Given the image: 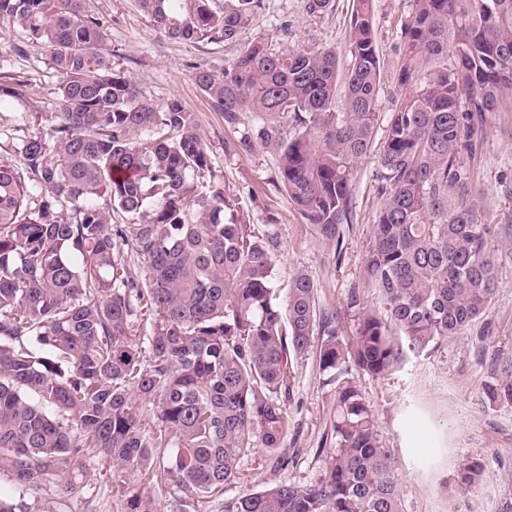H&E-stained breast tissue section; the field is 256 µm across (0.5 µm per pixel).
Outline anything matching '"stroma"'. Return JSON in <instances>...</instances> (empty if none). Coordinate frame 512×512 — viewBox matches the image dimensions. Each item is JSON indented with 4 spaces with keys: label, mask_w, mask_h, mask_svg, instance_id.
<instances>
[{
    "label": "stroma",
    "mask_w": 512,
    "mask_h": 512,
    "mask_svg": "<svg viewBox=\"0 0 512 512\" xmlns=\"http://www.w3.org/2000/svg\"><path fill=\"white\" fill-rule=\"evenodd\" d=\"M264 5L249 37H264L277 49L343 47L352 0H336L333 12L316 18L305 14L302 0H264ZM410 8V0L374 2L377 47L384 65L395 58L398 20ZM91 9L103 24L115 63L140 94L156 103L178 99L194 113L216 173L236 195L255 232L275 239L276 294L286 297L292 274L305 271L318 287L320 309L336 316L341 335H354L357 312L348 306L351 294H358L363 305L383 306L364 272L372 226L383 204L373 159H365L354 173L355 220L345 230L341 255H333L286 192L275 189L277 161L270 149L258 145L247 152L225 151V141L237 134L225 125L221 113L212 110L192 79L195 68H223L237 54L238 44L168 40L133 0H91ZM4 75L26 83L31 97L0 102V155L14 148L11 134L25 112L35 108L52 117L60 110L55 92L60 76L46 50L27 44L19 27L0 21V77ZM483 127L472 181L475 190L485 194L487 248L498 263L499 287L492 306L462 336L411 358L388 377L366 375L360 380L378 428L396 454L403 512H499L512 495V408L490 409L482 393L493 380L496 359L512 357V112L490 114ZM294 370L293 391L285 401L288 431L281 444L289 463L281 468L267 459L252 490L288 480L314 481L322 468L318 449L334 445L330 421L335 392L323 381L317 353L295 361ZM472 458L483 463L485 477L462 496L453 478L459 465Z\"/></svg>",
    "instance_id": "35a3bbf8"
}]
</instances>
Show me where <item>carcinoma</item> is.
I'll return each mask as SVG.
<instances>
[{
    "label": "carcinoma",
    "mask_w": 512,
    "mask_h": 512,
    "mask_svg": "<svg viewBox=\"0 0 512 512\" xmlns=\"http://www.w3.org/2000/svg\"><path fill=\"white\" fill-rule=\"evenodd\" d=\"M87 2L0 0V19L49 52L61 106L48 126L26 113L29 132L0 155V512H49L78 488L90 512L104 486L124 497L123 512H161L148 488L162 483L204 512L280 449L279 397L314 347L336 397L335 447L319 449V477L246 492L224 512H402L394 452L358 379L393 374L490 308L496 264L464 159L475 154L473 117L512 112L502 96L512 0H412L401 19L378 156L384 202L365 265L385 308H362L351 338L320 310L307 274L277 301L272 239L238 216L193 113L140 96ZM135 5L171 40L231 44L264 0ZM334 7L304 0L313 17ZM192 79L225 124L251 114L232 148L275 150L274 187L340 254L354 171L376 137L373 0H354L341 54L275 49L260 36ZM483 393L512 408V358ZM483 476L481 463L462 464L458 491Z\"/></svg>",
    "instance_id": "1"
}]
</instances>
